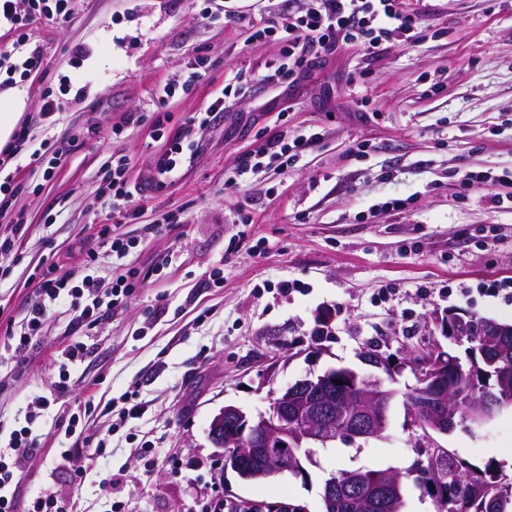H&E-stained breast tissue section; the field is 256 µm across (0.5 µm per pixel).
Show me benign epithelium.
Masks as SVG:
<instances>
[{"instance_id":"obj_1","label":"benign epithelium","mask_w":512,"mask_h":512,"mask_svg":"<svg viewBox=\"0 0 512 512\" xmlns=\"http://www.w3.org/2000/svg\"><path fill=\"white\" fill-rule=\"evenodd\" d=\"M445 336L469 331L488 336H508L512 327L478 318L464 310H449L436 317ZM405 365L418 379L416 397L404 400L407 426L428 440L427 456L441 448L433 435H446L455 427V416L461 408L459 398L448 390V351L439 344L430 349L422 361L415 353L402 350ZM365 360L382 370L386 378L367 377L348 367L329 368L321 374L309 373L271 399L267 412L249 416L240 408L226 405L213 417L209 438L221 450L224 469H232L246 478L255 467L268 477L299 473L300 467L288 465L281 448H322L341 438L353 440L382 435L397 393L385 387V380L395 381L401 372L399 364H391V356L379 353L365 355ZM342 384L337 385L335 381ZM512 407V392L504 395L489 411H479L483 423L490 422L506 407ZM370 479L362 470L347 473L338 483L327 482L322 495L325 512H336L344 497L355 494ZM234 512H288V504L256 505L243 500L231 502Z\"/></svg>"}]
</instances>
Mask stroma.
I'll return each mask as SVG.
<instances>
[{
  "label": "stroma",
  "mask_w": 512,
  "mask_h": 512,
  "mask_svg": "<svg viewBox=\"0 0 512 512\" xmlns=\"http://www.w3.org/2000/svg\"><path fill=\"white\" fill-rule=\"evenodd\" d=\"M410 3L427 31L418 46L393 38L374 58L349 48L322 56L291 88L245 89L219 124L199 131L191 164L135 199L118 225L102 171L122 156L131 179L151 176L187 115L237 72L281 60L283 43L251 39L250 23L304 4L224 0L233 18L208 20L202 0H76L68 24L32 22L29 43L46 63L17 81L27 107L15 126L31 148L72 151L48 178L18 159L21 188L0 208V225L24 229L19 263L0 274V337L49 267L76 280L94 274L110 290L112 254L97 240L105 226L131 242L137 276L133 295L89 331L90 353L70 367L66 390L57 382L61 354L80 333L76 311L50 310L24 349L0 346V443L39 416L16 512L41 490L76 512H106L113 499L126 512H195L199 501L228 497L321 512L334 472L426 466L399 403L381 436L315 449L297 477L243 481L208 438L224 406L255 415L307 373H371L363 352L426 351L443 339L435 313L459 308L512 323V206L460 179L512 171V0ZM198 57L205 78L169 100L171 120L156 130L155 89L177 83ZM360 70L365 80L352 82ZM48 91L65 104L49 119L40 113ZM311 132L321 138L296 163L225 189L244 154ZM392 199L402 208H389ZM168 212L176 223H161ZM284 281L294 290L282 291ZM323 317L330 331L313 340ZM124 394L141 418L112 412ZM146 442L170 451L150 474L138 457ZM439 442L512 479L511 408ZM64 448L71 456L61 457Z\"/></svg>",
  "instance_id": "1"
}]
</instances>
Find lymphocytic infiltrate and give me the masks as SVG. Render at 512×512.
I'll use <instances>...</instances> for the list:
<instances>
[{
  "label": "lymphocytic infiltrate",
  "instance_id": "lymphocytic-infiltrate-1",
  "mask_svg": "<svg viewBox=\"0 0 512 512\" xmlns=\"http://www.w3.org/2000/svg\"><path fill=\"white\" fill-rule=\"evenodd\" d=\"M73 0H0V24L17 32L19 54L13 62L0 57V70L6 75H28L43 65L40 48L29 47L26 29L35 19L42 18L61 25L67 23ZM419 17L409 10L404 0H307L304 11L288 13L276 20L252 25L256 38L274 37L285 43L287 52L282 61L261 74L236 73L233 82L225 85L221 96L208 107L186 118L159 156L155 171L149 179L130 181L125 157L114 159L107 172L112 190L110 203L113 218L126 217L127 207L134 198L147 190L161 188L175 178L178 168L195 153L197 131L210 126L231 111L243 88L253 83L275 87L284 81H296L309 71L321 54L334 53L350 47L359 48L364 55L379 52L383 42L397 37L409 45L417 44ZM320 138L319 133L297 135L272 142L246 155L228 174L225 185L234 189L247 182L261 168L281 159L297 160ZM103 246L116 256L119 273L109 294H102L100 282L94 275H85L80 282L48 269L36 284V299L23 312L19 330H7L6 346L30 344L47 312L54 307L76 300L82 307L80 318L85 325L98 322L103 313L130 297L133 269L125 259L129 253L123 239L103 236ZM35 439L29 429L12 433L7 448H0V512H15L14 493L22 481L16 458L34 448Z\"/></svg>",
  "mask_w": 512,
  "mask_h": 512
}]
</instances>
